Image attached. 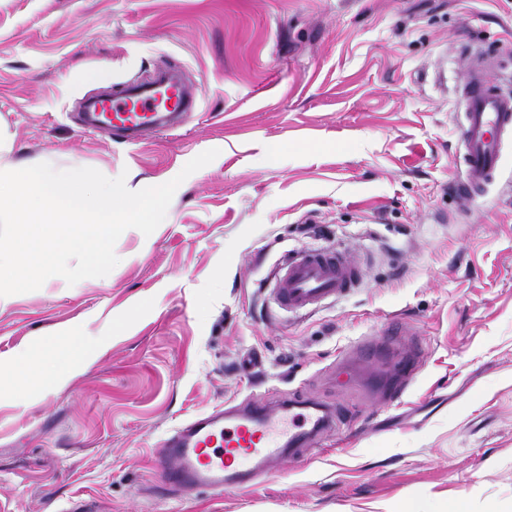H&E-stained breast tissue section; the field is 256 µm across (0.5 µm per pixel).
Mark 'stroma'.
I'll list each match as a JSON object with an SVG mask.
<instances>
[{
    "label": "stroma",
    "instance_id": "35a3bbf8",
    "mask_svg": "<svg viewBox=\"0 0 512 512\" xmlns=\"http://www.w3.org/2000/svg\"><path fill=\"white\" fill-rule=\"evenodd\" d=\"M512 93V0H0V127L13 157L136 191L217 157L118 265L0 305V512H512V138L459 198L471 60ZM161 69L196 89L173 129L85 125V102ZM180 177V176H179ZM345 252L354 293L288 312L289 253ZM400 321L397 365L353 347ZM100 342L59 382L19 353ZM307 399L342 421L224 492L163 486L152 459L215 408Z\"/></svg>",
    "mask_w": 512,
    "mask_h": 512
}]
</instances>
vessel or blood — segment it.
<instances>
[{"mask_svg": "<svg viewBox=\"0 0 512 512\" xmlns=\"http://www.w3.org/2000/svg\"><path fill=\"white\" fill-rule=\"evenodd\" d=\"M463 97L466 121L457 135L465 175L455 190L474 200L498 177L503 138L512 131V96L493 85L478 64L468 75ZM194 108L186 87L161 78L116 87L88 119L100 128L137 133L179 124ZM360 281L359 270L340 251H300L285 262L275 298L288 311L308 310L357 288ZM334 421V413L297 400L270 412L259 405L249 411L216 409L181 425L155 456L154 467L167 486L182 492L245 487L285 447L312 444Z\"/></svg>", "mask_w": 512, "mask_h": 512, "instance_id": "1", "label": "vessel or blood"}]
</instances>
